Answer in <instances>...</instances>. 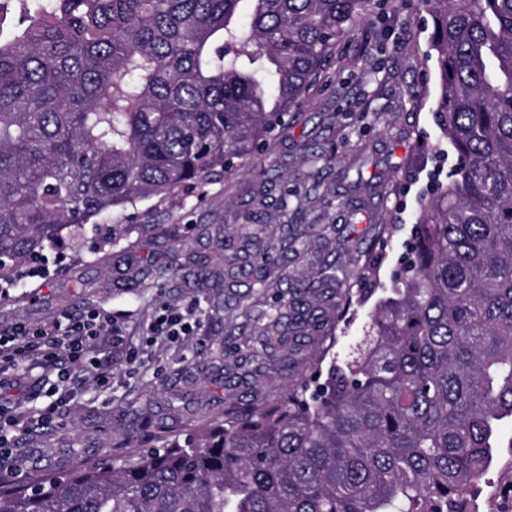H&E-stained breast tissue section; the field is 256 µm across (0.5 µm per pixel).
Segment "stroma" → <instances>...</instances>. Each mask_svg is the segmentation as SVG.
<instances>
[{
    "label": "stroma",
    "mask_w": 512,
    "mask_h": 512,
    "mask_svg": "<svg viewBox=\"0 0 512 512\" xmlns=\"http://www.w3.org/2000/svg\"><path fill=\"white\" fill-rule=\"evenodd\" d=\"M430 34V20L415 0H404L384 20L357 24L305 104L254 159L253 172L225 175L161 204L143 201L102 214L100 224H129L132 233L107 248L88 229L64 239L47 252L45 277L0 298V330L20 319L40 323L102 307L133 345L162 305L194 304L202 317L199 335L184 346L147 348L141 363L116 375L110 391L78 395L66 407V427L21 437L0 472L12 477L20 471L30 481L46 468L116 456L110 433L131 428L134 411L148 401L157 419L183 431L191 420L223 419L245 391L273 400L280 386L295 381L294 369L280 366L262 375L242 372L240 389L216 378L218 351L245 347L257 311L272 312L276 294L265 293L256 311H244L233 289L196 279L191 260L218 253L225 234L245 236L254 224L274 255L282 251L283 226L300 233L311 224L328 225L330 250L340 263L361 265L372 252H383L376 290L333 349L337 361L345 360L406 255L437 154L450 149L433 121ZM364 42L371 45L365 54L359 50ZM142 224L164 225L168 235H140ZM173 241L182 246L181 274L156 277Z\"/></svg>",
    "instance_id": "stroma-1"
}]
</instances>
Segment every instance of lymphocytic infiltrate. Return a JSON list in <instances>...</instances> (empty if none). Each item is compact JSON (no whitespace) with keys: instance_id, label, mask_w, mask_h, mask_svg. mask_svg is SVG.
<instances>
[{"instance_id":"f902f5d3","label":"lymphocytic infiltrate","mask_w":512,"mask_h":512,"mask_svg":"<svg viewBox=\"0 0 512 512\" xmlns=\"http://www.w3.org/2000/svg\"><path fill=\"white\" fill-rule=\"evenodd\" d=\"M201 329L195 308L161 306L145 327L147 344L163 342L182 346ZM112 313L92 308L49 322L17 320L0 331V459L12 456L22 433L57 423L68 399L78 390H109L123 364L133 363L136 353L125 358L112 354L121 340ZM40 370L39 407L11 399L9 390L19 370Z\"/></svg>"}]
</instances>
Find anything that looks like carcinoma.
<instances>
[{"instance_id": "cac0c4a2", "label": "carcinoma", "mask_w": 512, "mask_h": 512, "mask_svg": "<svg viewBox=\"0 0 512 512\" xmlns=\"http://www.w3.org/2000/svg\"><path fill=\"white\" fill-rule=\"evenodd\" d=\"M241 3L46 0L0 39V289L101 213L246 167L336 44L393 7L249 0L244 24ZM420 3L457 164L351 358L327 359L332 324L382 255L324 261L309 280L325 288L300 290L259 252L239 304L271 287L278 303L224 368L286 352L295 382L185 439L143 413L113 438L134 458L0 479V512H457L471 496L512 419V0Z\"/></svg>"}]
</instances>
